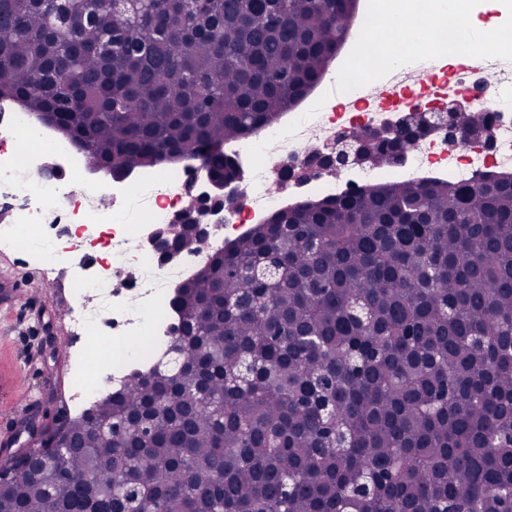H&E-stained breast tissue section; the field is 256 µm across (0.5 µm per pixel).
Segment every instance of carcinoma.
<instances>
[{
    "label": "carcinoma",
    "instance_id": "carcinoma-1",
    "mask_svg": "<svg viewBox=\"0 0 512 512\" xmlns=\"http://www.w3.org/2000/svg\"><path fill=\"white\" fill-rule=\"evenodd\" d=\"M354 0H0V98L92 167L199 154L320 78ZM375 167L415 134L356 131ZM182 223L167 248L192 251ZM133 373L14 461L0 512H512V179L372 186L258 224ZM112 422L107 442L100 425ZM65 435L82 478L56 474Z\"/></svg>",
    "mask_w": 512,
    "mask_h": 512
}]
</instances>
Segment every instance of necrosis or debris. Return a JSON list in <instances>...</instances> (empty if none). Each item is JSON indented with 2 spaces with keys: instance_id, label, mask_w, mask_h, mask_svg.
I'll return each mask as SVG.
<instances>
[{
  "instance_id": "1",
  "label": "necrosis or debris",
  "mask_w": 512,
  "mask_h": 512,
  "mask_svg": "<svg viewBox=\"0 0 512 512\" xmlns=\"http://www.w3.org/2000/svg\"><path fill=\"white\" fill-rule=\"evenodd\" d=\"M334 62L349 70L366 29L392 22L409 5L438 33L413 46L417 60L433 57L424 80H414L393 55L377 53L367 70L385 96L365 93L356 83L337 85L325 72L320 81L278 120L225 146L240 170L233 208L197 225L204 241L178 263H167L149 243L151 234L176 222L189 193L200 188L198 157H172L119 177L90 169L83 148L18 101L0 116V246L20 250L40 266L42 282L66 280L76 299L69 330L81 348L74 356L70 400L83 414L133 371H147L176 335L173 307L178 285L192 279L253 225L288 208L345 196L371 185L441 180L459 185L481 177L512 176V74L484 50L478 38L463 39L461 13L446 0H363ZM472 99L494 114L492 149L475 143L449 146L447 135L417 141L403 162L387 170L360 166L346 176L310 165V152L326 151L337 136L379 125L387 112ZM313 149V150H314ZM281 191L271 195L268 182Z\"/></svg>"
}]
</instances>
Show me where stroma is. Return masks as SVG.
<instances>
[{"label": "stroma", "instance_id": "1", "mask_svg": "<svg viewBox=\"0 0 512 512\" xmlns=\"http://www.w3.org/2000/svg\"><path fill=\"white\" fill-rule=\"evenodd\" d=\"M2 270L9 278L0 281V450L28 447L18 427L22 417L49 425L70 410L74 349L60 311L75 302L63 285L41 287L13 251H0Z\"/></svg>", "mask_w": 512, "mask_h": 512}]
</instances>
